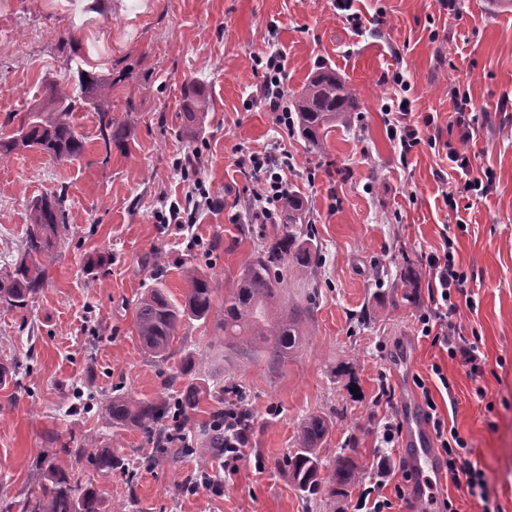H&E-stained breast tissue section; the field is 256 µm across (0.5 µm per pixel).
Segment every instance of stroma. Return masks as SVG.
<instances>
[{
	"label": "stroma",
	"mask_w": 512,
	"mask_h": 512,
	"mask_svg": "<svg viewBox=\"0 0 512 512\" xmlns=\"http://www.w3.org/2000/svg\"><path fill=\"white\" fill-rule=\"evenodd\" d=\"M354 6L359 32L334 0H0V137L42 102L45 87H73L85 61L123 129L122 144H106L99 115L84 107L78 160L37 151L0 159V271L22 248L34 199L65 193L68 221L44 288L27 310L0 309V364L16 368L0 388V512H19L51 463L93 480L101 512H353L383 453L377 428L395 412L394 399H378L381 384L399 395L436 366L451 383L431 389L440 418L467 441L491 504L512 512V7L457 0L453 15L441 0ZM272 51L285 60L286 97L322 68L356 91L354 123L333 127L323 151L280 125L262 98L255 58ZM397 71L405 86L393 85ZM456 89L469 94L475 116L465 141L454 122ZM198 92L210 108L190 138L184 113ZM401 99L421 125V142L406 155L385 116ZM452 147L468 154L472 176L489 168L495 177L486 196L457 194L454 216L443 202L461 181L448 166ZM268 152L284 161L282 176L301 196L322 253L308 336L273 367L219 343L212 322L189 321L174 355L159 361L135 325L138 299L159 283L154 255L165 257L160 283L171 299L182 300L184 271L195 267L222 307L225 284L275 233L248 223L254 180L237 165ZM197 177L214 209L185 207ZM174 203L179 223H158ZM448 242L476 302L459 304L454 321L485 356L477 375L420 332L433 282L427 257ZM404 273L410 300L395 286ZM408 347L414 361L400 365ZM229 384L253 421L244 458L223 473L207 425ZM190 386L199 396L187 430L193 450L177 461L156 454L148 434L113 428L112 396L152 400ZM311 414L334 423L319 449L324 463L347 446L364 471L347 496L304 497L281 466ZM92 434L122 467L76 461ZM205 469L217 471V488L186 493Z\"/></svg>",
	"instance_id": "35a3bbf8"
}]
</instances>
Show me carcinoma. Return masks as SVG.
<instances>
[{"mask_svg": "<svg viewBox=\"0 0 512 512\" xmlns=\"http://www.w3.org/2000/svg\"><path fill=\"white\" fill-rule=\"evenodd\" d=\"M100 87L99 76L83 68L78 69V94L55 85L50 87L42 103L24 113L19 130L0 139V156L31 148L62 163L77 159L84 152L85 140L76 129L74 112L82 103L98 112L108 139L121 143V128L108 118V100L97 96ZM292 106L301 135L319 152L328 128L336 124L351 126L354 112L358 111V98L336 72L323 69L308 80L294 97ZM208 109L209 102L202 95L193 98L184 113L188 136H194L200 116ZM64 203L62 193L33 201L22 252L11 264V271L0 276L1 308L26 309L29 299L44 286L46 261L60 233L67 231ZM320 261L303 204L290 193L282 202L281 225L274 237L257 244L250 260L229 281L224 307L214 309L210 278L191 267L185 270L188 289L182 301L170 299L161 282L138 300V337L147 351L167 360L174 354L173 345L180 339V329L186 321L205 322L214 318L226 346L255 354L264 352L268 363L277 364L288 349L308 335L302 316L316 304V291L308 292L303 303L292 305L276 322L269 320V303L284 287L289 270L312 271ZM197 400L193 390L156 400L126 393L113 397L108 411L112 426L155 433L158 452L176 457L186 452L177 447L178 430L189 423ZM331 428L332 421L323 416L312 414L304 418L298 448L284 460L298 489L308 496H344L351 484L363 478L353 456L345 452L336 457L332 466L323 464L318 445ZM75 453L98 470L120 465L109 450L96 446L93 437ZM100 504L101 495L92 483H82L64 469L51 465L39 492L25 500L21 512H100Z\"/></svg>", "mask_w": 512, "mask_h": 512, "instance_id": "1", "label": "carcinoma"}]
</instances>
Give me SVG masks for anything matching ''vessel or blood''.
I'll use <instances>...</instances> for the list:
<instances>
[{
    "label": "vessel or blood",
    "instance_id": "obj_1",
    "mask_svg": "<svg viewBox=\"0 0 512 512\" xmlns=\"http://www.w3.org/2000/svg\"><path fill=\"white\" fill-rule=\"evenodd\" d=\"M396 407L403 422L404 457L415 477L409 494L412 510L427 512L433 497L432 476L441 471L442 463L433 448L425 414L413 394H403Z\"/></svg>",
    "mask_w": 512,
    "mask_h": 512
}]
</instances>
